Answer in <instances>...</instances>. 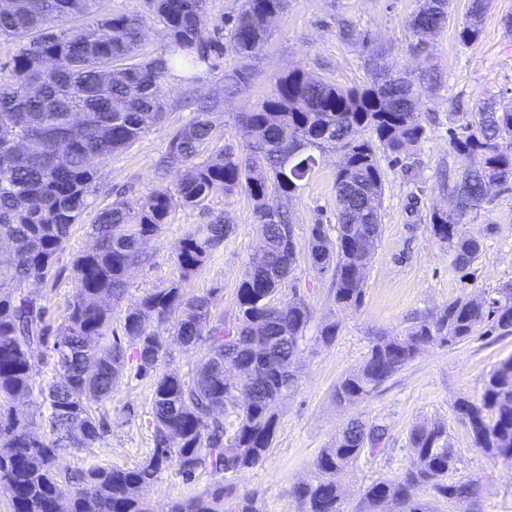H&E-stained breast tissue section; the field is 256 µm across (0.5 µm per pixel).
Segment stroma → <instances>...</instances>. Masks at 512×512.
I'll return each instance as SVG.
<instances>
[{
    "mask_svg": "<svg viewBox=\"0 0 512 512\" xmlns=\"http://www.w3.org/2000/svg\"><path fill=\"white\" fill-rule=\"evenodd\" d=\"M469 3L451 0L446 27L429 38L424 52L426 65L438 75L436 87L424 90L419 104L426 128L424 140L402 154L399 164L382 165L383 232L367 272L363 305L355 311L337 312L331 273L314 270L304 249L299 250L292 274L275 296L279 302L303 297L313 311L304 353L297 363L298 388L290 399L275 406L278 430L264 460L228 477L226 512H232L237 495L246 491L256 495L263 512H297L291 487L312 476L322 448L329 446L353 415L386 424L389 443L384 452L361 458L341 476L348 512H353L363 487L378 478L396 477L409 465L407 433L418 422L447 427L449 441L457 450L448 479H478L481 512H512V463L494 461L489 453L475 448L468 427L454 411L459 398L480 397L489 372L512 355V335L451 348H424L368 400L345 408L334 397L337 382L366 357L370 337L397 333L460 296L512 282V186L494 188L490 203L469 216L468 228L480 236L482 248L468 272L452 266L447 248L429 226L433 211L452 206L447 181L458 174L460 161L449 150L448 131L457 127L458 111H474L493 93L512 99V33L502 25L504 16L512 14V0H490L479 40L465 47L459 44L457 32ZM419 6L420 0H288L287 11L274 21L272 36L257 58L244 61L228 50L213 66L194 70L191 82L179 75L171 79L163 125L99 165L102 190L58 256L56 287H32L47 306L51 322L61 323L65 316L74 291L73 260L93 245L90 226L97 210L116 201L137 206L155 188L157 163L167 150L169 133L193 117L191 106L183 101L185 85H192L196 95L206 96L223 88L225 74L243 67L249 70L248 81L225 95L213 116L216 147L242 150L246 139L235 117L260 103L277 75L300 69L351 88L371 81L367 53L377 54L394 70L415 65L416 38L408 23ZM346 22L368 36V50L341 34ZM342 155V150L333 148L321 153L294 197L290 218L298 242H305L310 225L336 226L334 181ZM219 213L231 224L230 235L201 270L183 277L175 261L179 241ZM258 236L259 221L246 192L219 193L198 207L173 203L167 224L146 248V261L131 272L128 293L112 306L114 331H121L128 307L142 295L174 284L181 285L190 297L213 294L214 315L225 324L235 323L237 289L255 254ZM334 314L341 322L340 330L335 341L322 344L317 340L319 330ZM152 390V377L125 372L101 407L106 431L92 447L62 451L58 467L73 473L92 466L131 468L141 463L154 446L149 416ZM211 487L206 474L187 480L170 467L143 488L142 497L152 512H168L172 502Z\"/></svg>",
    "mask_w": 512,
    "mask_h": 512,
    "instance_id": "obj_1",
    "label": "stroma"
}]
</instances>
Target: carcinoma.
I'll use <instances>...</instances> for the list:
<instances>
[{
  "instance_id": "carcinoma-1",
  "label": "carcinoma",
  "mask_w": 512,
  "mask_h": 512,
  "mask_svg": "<svg viewBox=\"0 0 512 512\" xmlns=\"http://www.w3.org/2000/svg\"><path fill=\"white\" fill-rule=\"evenodd\" d=\"M100 0H0V485L11 491L12 512H150L139 489L173 467L187 479L207 474L216 489L174 502L169 512H224V479L259 465L275 437L273 405L293 394V366L312 319L309 304L293 297L278 308L275 295L298 254L290 202L318 163L313 149L340 142L336 169V237L313 224L306 242L312 265L332 272L336 309L359 308L364 283L382 235L381 158L400 155L425 139L417 112L418 82L406 71L378 74L363 88L345 89L300 70L274 79L270 94L239 115L248 149H220L199 160L215 140L217 94L199 98L191 121L170 134L158 168L181 170L174 185L161 183L137 207L114 203L92 225L96 247L74 260L75 291L62 323L29 290L57 282L56 258L74 224L98 193L96 164L156 127L167 106L168 80L177 67L224 55L229 47L250 59L265 45L266 19L284 12L287 0H243L225 20L229 44L207 27V0H144L146 15L102 13ZM489 0H470L458 41L475 43ZM450 0H422L410 20L417 47L442 30ZM162 26L168 52L143 57L146 19ZM83 120L75 121L76 114ZM369 130L372 139L360 137ZM307 147L287 158V144ZM450 149L462 164L448 186L454 208L430 215L431 231L448 246L457 269L481 251L466 218L488 201L492 185L512 181V101L488 97L451 133ZM245 191L254 203L260 237L237 290L238 316L230 327L214 319L207 296L183 288L149 292L129 308L122 335L111 330L109 302L127 291L128 271L143 260L149 241L167 223L173 199L198 206L213 194ZM231 225L218 214L180 242L176 260L184 276L203 267L224 244ZM181 345L204 346L193 377L160 370L173 350L143 316L166 323ZM512 335V285L459 297L439 313L395 335L374 336L366 359L336 385V402L353 406L405 367L424 346L453 347L480 337ZM49 349L52 375L41 378ZM154 376L150 407L155 444L131 469L93 466L75 474L55 468L60 451L88 448L104 429L97 406L108 400L130 363ZM39 393L48 402V434L17 417L14 405ZM455 412L474 447L512 461V356L485 380L478 400L461 398ZM387 428L351 417L322 449L314 475L294 484L298 512H345L339 476L361 457L385 450ZM410 465L401 475L365 487L357 512H434L428 495L472 512L481 487L475 480L448 483L456 449L441 424L413 425L407 436Z\"/></svg>"
}]
</instances>
